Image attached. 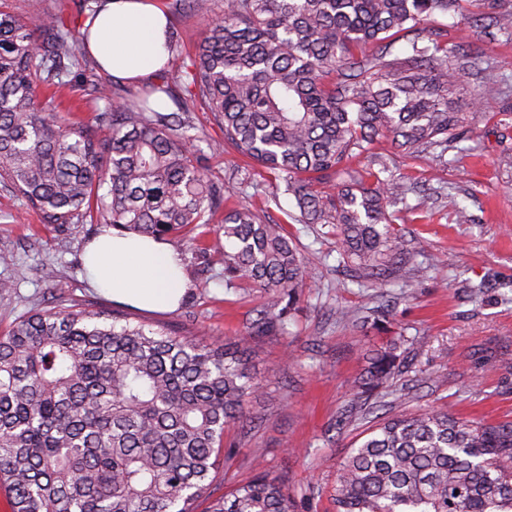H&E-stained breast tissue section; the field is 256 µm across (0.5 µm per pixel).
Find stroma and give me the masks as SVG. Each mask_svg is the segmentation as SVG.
<instances>
[{
	"instance_id": "1",
	"label": "stroma",
	"mask_w": 512,
	"mask_h": 512,
	"mask_svg": "<svg viewBox=\"0 0 512 512\" xmlns=\"http://www.w3.org/2000/svg\"><path fill=\"white\" fill-rule=\"evenodd\" d=\"M448 42L492 62L500 81L486 85L474 71L464 75L492 114L470 133L467 151L448 150L438 161L397 155L384 139L375 145L390 156L394 178L412 187L408 209L393 211L392 225L411 244L410 262L420 269L412 287L390 291L389 332H358L338 320L341 309L371 303L377 291L353 283L339 266L331 225L293 223L291 197L269 200L275 182L264 171L245 188V200H266L270 219L283 224L313 264L285 336L251 344L256 375L277 364L281 378L264 382L250 401L255 430L229 428L219 493L252 476L258 453L271 475H287L296 512H333L336 468L363 430L340 422L349 384L365 368V352L399 331L415 340L406 378L415 382L416 397L397 402V411L446 408L467 420L512 422V367L483 365L488 351L512 349V39L490 43L452 30ZM452 197L466 205L468 223L455 222ZM94 232L88 224L42 223L0 185V255L9 258L0 264V280L14 283L0 294V331L36 310L76 306L109 308L133 322L225 342L246 334L264 302L249 281L225 287L223 266H203L195 243L183 236L169 240L188 280L177 309L143 311L112 302L85 281L83 252Z\"/></svg>"
}]
</instances>
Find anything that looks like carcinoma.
<instances>
[{
	"instance_id": "carcinoma-1",
	"label": "carcinoma",
	"mask_w": 512,
	"mask_h": 512,
	"mask_svg": "<svg viewBox=\"0 0 512 512\" xmlns=\"http://www.w3.org/2000/svg\"><path fill=\"white\" fill-rule=\"evenodd\" d=\"M31 27L0 0V182L46 224H96L165 239L199 231L222 212L217 251L228 288L250 280L265 302L247 335L193 340L105 311L62 307L22 316L0 332V490L10 512H195L213 496L224 429L248 425L261 388L250 343L280 336L294 314L307 265L280 224L239 199L257 165L286 183L299 224H334L352 277L376 288L412 285L407 245L387 206L406 203V184L383 177L373 152L389 138L404 156L435 152L490 119L466 94L471 63L495 85L491 65L448 47V30L512 36L502 0H169L174 14L205 20L189 52L177 33L162 69L140 93L112 90L85 73L84 35L47 0H27ZM476 6L474 13L469 7ZM409 45L392 55L394 40ZM83 75L82 92L104 102L73 123L55 96ZM171 101L176 110L163 108ZM211 114V139L188 113ZM233 152L248 168L210 179L195 143ZM390 304L340 311L355 326L388 328ZM413 339L401 333L366 355L345 411L352 425L393 394ZM254 475L211 502L209 512H293L285 480L261 457ZM335 512H512V423L463 420L448 410L372 419L341 463Z\"/></svg>"
}]
</instances>
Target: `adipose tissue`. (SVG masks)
<instances>
[{"instance_id":"adipose-tissue-1","label":"adipose tissue","mask_w":512,"mask_h":512,"mask_svg":"<svg viewBox=\"0 0 512 512\" xmlns=\"http://www.w3.org/2000/svg\"><path fill=\"white\" fill-rule=\"evenodd\" d=\"M84 26L89 52L115 80L146 81L168 59V18L158 0H101ZM84 267L93 288L141 310L174 309L185 293L177 254L151 237L99 234L87 246Z\"/></svg>"}]
</instances>
